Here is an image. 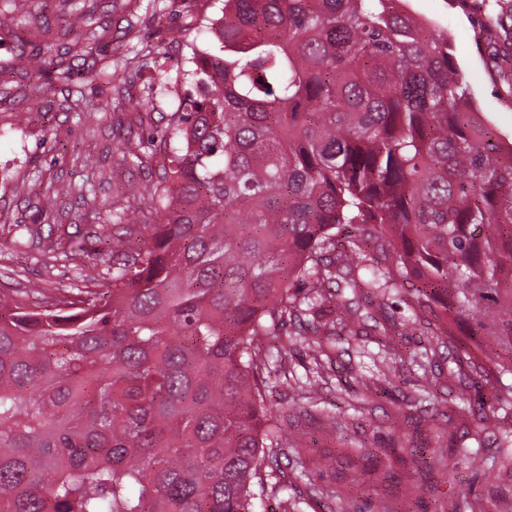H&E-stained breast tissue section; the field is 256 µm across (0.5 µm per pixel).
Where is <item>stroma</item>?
Wrapping results in <instances>:
<instances>
[{
    "mask_svg": "<svg viewBox=\"0 0 512 512\" xmlns=\"http://www.w3.org/2000/svg\"><path fill=\"white\" fill-rule=\"evenodd\" d=\"M44 14L30 27L0 41V290L23 291L39 283L49 294L94 285L105 266L92 257L53 252L60 237L83 236L101 227L108 207H145L142 193L155 182L163 157L141 167L120 165L136 153L163 113L187 94L176 66L190 45L207 47L197 29L207 0H87L86 7L109 30L113 44L128 50L112 57V78L82 91L25 73L19 54L63 53L68 41L57 21L67 0H42ZM410 11L447 32L464 79L489 125L512 138V54L488 57L483 28L512 15V0H409ZM154 74L168 91L146 107L144 76ZM43 106L40 121L29 119ZM27 135L9 134L11 124ZM91 182L94 197L73 191ZM58 197L49 222H38V196ZM425 337L405 327L395 348L406 363L387 377L375 359L378 347L352 348L323 367L327 384L320 400L290 420L296 447L285 448L281 470L269 479L260 512H467L464 500L491 512H512V466L502 460L512 446V417L498 416L487 384L469 383L468 402L456 396L458 378L448 356L430 368L438 386L420 390L414 357ZM314 366L305 347L276 349L270 359L269 391L277 414L288 415L295 382ZM471 445L463 456L453 443Z\"/></svg>",
    "mask_w": 512,
    "mask_h": 512,
    "instance_id": "35a3bbf8",
    "label": "stroma"
}]
</instances>
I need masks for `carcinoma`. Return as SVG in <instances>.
I'll use <instances>...</instances> for the list:
<instances>
[{"instance_id": "1", "label": "carcinoma", "mask_w": 512, "mask_h": 512, "mask_svg": "<svg viewBox=\"0 0 512 512\" xmlns=\"http://www.w3.org/2000/svg\"><path fill=\"white\" fill-rule=\"evenodd\" d=\"M7 2L0 33L37 16ZM219 2L135 155L169 158L150 208L62 244L103 282L0 292V512H255L289 441L265 377L288 326L316 357L419 325L429 362L463 335L449 375L512 415V142L447 34L404 0ZM64 23L91 68L38 73L107 75V29Z\"/></svg>"}]
</instances>
